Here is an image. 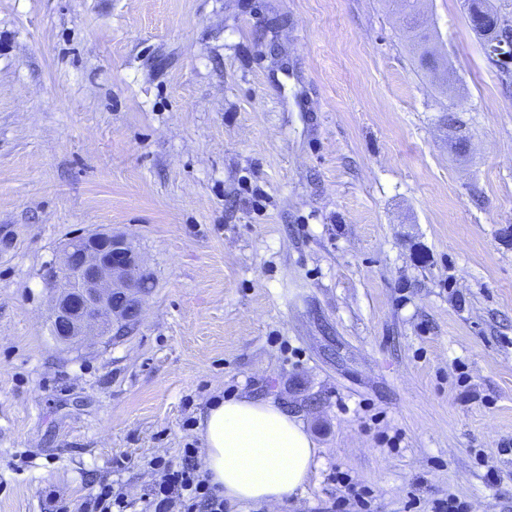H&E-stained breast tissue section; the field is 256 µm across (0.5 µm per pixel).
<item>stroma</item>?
<instances>
[{"label": "stroma", "instance_id": "stroma-1", "mask_svg": "<svg viewBox=\"0 0 512 512\" xmlns=\"http://www.w3.org/2000/svg\"><path fill=\"white\" fill-rule=\"evenodd\" d=\"M421 10L445 91L396 0H0V512L143 504L232 395L320 463L227 512H512V85L463 0ZM95 231L152 286L65 345L46 279ZM134 507L132 502L115 491L111 483L100 482L97 492L84 500L76 512H130Z\"/></svg>", "mask_w": 512, "mask_h": 512}]
</instances>
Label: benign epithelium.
I'll use <instances>...</instances> for the list:
<instances>
[{
	"mask_svg": "<svg viewBox=\"0 0 512 512\" xmlns=\"http://www.w3.org/2000/svg\"><path fill=\"white\" fill-rule=\"evenodd\" d=\"M484 49L492 64L509 70L512 41L498 37L485 42ZM143 278L139 253L128 236L93 232L70 240L62 263L48 276L53 336L64 343H82L89 336H112L132 315L140 319Z\"/></svg>",
	"mask_w": 512,
	"mask_h": 512,
	"instance_id": "1",
	"label": "benign epithelium"
}]
</instances>
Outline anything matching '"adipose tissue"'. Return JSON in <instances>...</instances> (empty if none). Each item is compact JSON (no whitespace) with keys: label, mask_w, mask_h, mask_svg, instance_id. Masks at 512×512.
<instances>
[{"label":"adipose tissue","mask_w":512,"mask_h":512,"mask_svg":"<svg viewBox=\"0 0 512 512\" xmlns=\"http://www.w3.org/2000/svg\"><path fill=\"white\" fill-rule=\"evenodd\" d=\"M199 427L206 476L232 502H281L304 489L317 459L302 420L270 399L215 400Z\"/></svg>","instance_id":"obj_1"}]
</instances>
